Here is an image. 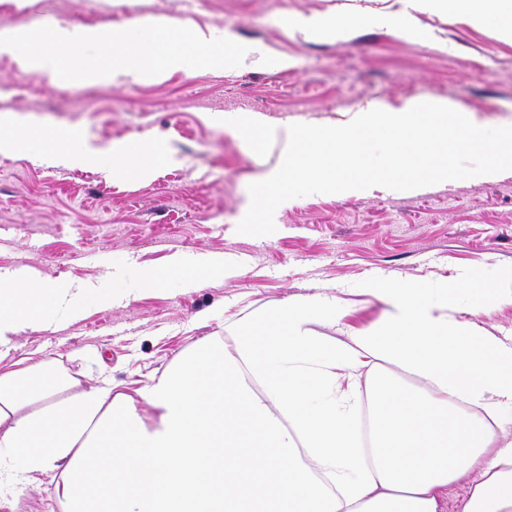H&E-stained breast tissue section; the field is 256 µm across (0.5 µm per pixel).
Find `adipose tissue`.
<instances>
[{
  "label": "adipose tissue",
  "mask_w": 512,
  "mask_h": 512,
  "mask_svg": "<svg viewBox=\"0 0 512 512\" xmlns=\"http://www.w3.org/2000/svg\"><path fill=\"white\" fill-rule=\"evenodd\" d=\"M61 162L135 183L167 159L156 145L86 141L51 147ZM388 306L375 328L326 352L312 331L336 324L335 302L299 297L234 326L241 361L213 341L137 399L90 388L22 414L39 364L0 372V482L23 472L55 477L62 512H442L466 482L461 512H512V344L459 317L457 289L372 280ZM470 312L512 305V264L486 271ZM34 289L0 276V337L53 325ZM388 360L420 382L378 372ZM263 382L256 391L246 373ZM372 379L369 443L358 437V381Z\"/></svg>",
  "instance_id": "ef3b65f1"
}]
</instances>
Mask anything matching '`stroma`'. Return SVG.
<instances>
[{
    "mask_svg": "<svg viewBox=\"0 0 512 512\" xmlns=\"http://www.w3.org/2000/svg\"><path fill=\"white\" fill-rule=\"evenodd\" d=\"M24 22L129 26L143 13L254 47L264 62L175 69L157 82L83 85L42 82L0 52V117L57 143L83 136L100 147L156 143L168 163L139 183L93 168L62 167L25 151L0 152V274L43 286L47 306H64L63 328L28 323L0 340V370L42 362L64 383L63 401L110 379L132 395L209 340L239 356L230 325L254 311L320 294L343 311L314 325L326 348L353 329L380 324L383 302L367 281L425 279L477 284L491 265L512 264V171L410 191L383 187L355 196L309 195L278 209L277 230L240 235L248 187L280 164L284 142L266 156L224 132L212 116L253 112L287 123L341 124L370 103L399 109L441 97L488 123L512 115V41L462 11L415 13L400 0H0ZM341 17L339 38L311 35L299 16ZM227 260L195 278L174 271L183 256ZM143 270L162 273L142 287ZM70 288L59 302L54 286ZM0 512H60L49 475L31 472L0 486Z\"/></svg>",
    "mask_w": 512,
    "mask_h": 512,
    "instance_id": "obj_1",
    "label": "stroma"
}]
</instances>
